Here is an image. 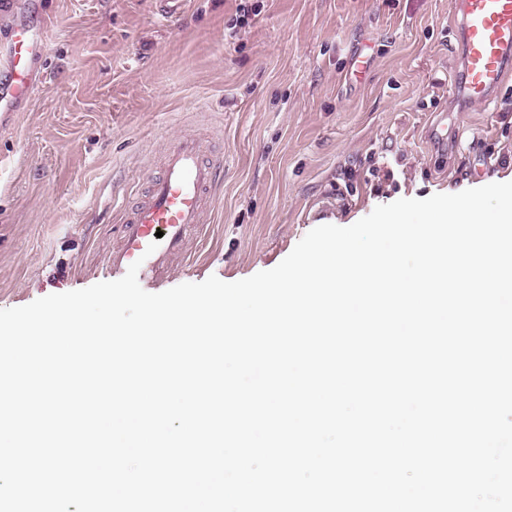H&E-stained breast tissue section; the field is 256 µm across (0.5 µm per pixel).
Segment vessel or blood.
Segmentation results:
<instances>
[{
	"instance_id": "b4317fda",
	"label": "vessel or blood",
	"mask_w": 512,
	"mask_h": 512,
	"mask_svg": "<svg viewBox=\"0 0 512 512\" xmlns=\"http://www.w3.org/2000/svg\"><path fill=\"white\" fill-rule=\"evenodd\" d=\"M16 0H0L10 25L0 34V112H16L41 85L37 66L52 52L46 28L13 21ZM450 30L460 46L461 92L471 104L492 103L512 68V0H452ZM162 174L150 178L136 205L125 211L119 244L103 263L124 276L139 263L138 281L154 286L168 279L174 262L205 221L211 191L224 171L207 144L188 134L171 138Z\"/></svg>"
}]
</instances>
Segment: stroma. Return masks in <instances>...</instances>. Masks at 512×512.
<instances>
[{"instance_id":"35a3bbf8","label":"stroma","mask_w":512,"mask_h":512,"mask_svg":"<svg viewBox=\"0 0 512 512\" xmlns=\"http://www.w3.org/2000/svg\"><path fill=\"white\" fill-rule=\"evenodd\" d=\"M450 2L246 0L240 24L237 0H177L164 23L158 0H51L45 82L0 127V309L108 280L112 203L171 136L224 159L175 286L245 279L317 226L512 176V69L494 104L454 91Z\"/></svg>"}]
</instances>
